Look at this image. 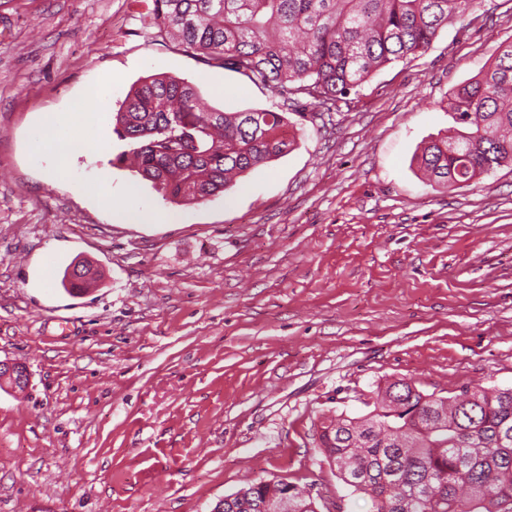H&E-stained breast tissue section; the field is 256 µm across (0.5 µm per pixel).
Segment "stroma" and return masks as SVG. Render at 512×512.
Instances as JSON below:
<instances>
[{"label":"stroma","mask_w":512,"mask_h":512,"mask_svg":"<svg viewBox=\"0 0 512 512\" xmlns=\"http://www.w3.org/2000/svg\"><path fill=\"white\" fill-rule=\"evenodd\" d=\"M508 41L512 0H478L324 121L155 38L130 0H0V360L29 372L0 387V512H214L261 478L369 512L319 452L324 416L366 414L388 380L512 387V166L449 191L415 160ZM151 74L286 113L293 149L208 201L166 198L111 163L112 114ZM105 80L58 171L41 120ZM75 261L98 274L80 297L60 284Z\"/></svg>","instance_id":"1"}]
</instances>
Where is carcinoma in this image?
<instances>
[{"mask_svg":"<svg viewBox=\"0 0 512 512\" xmlns=\"http://www.w3.org/2000/svg\"><path fill=\"white\" fill-rule=\"evenodd\" d=\"M476 0H154L147 29L175 38L207 65L235 72L279 95L331 110L381 67L424 53L439 32L463 20ZM451 136L416 156L427 178L452 190L512 165V42L448 98ZM128 142L112 164L133 157L134 173L168 198L206 201L232 179L285 155L284 112L208 109L198 88L155 74L133 85L112 115ZM87 264L61 284L73 296ZM320 452L339 479L368 497L370 512H512V388L464 390L444 404L409 383H390L373 410L334 417ZM224 512H318L314 498L257 480Z\"/></svg>","mask_w":512,"mask_h":512,"instance_id":"obj_1","label":"carcinoma"}]
</instances>
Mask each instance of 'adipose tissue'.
I'll return each instance as SVG.
<instances>
[{
  "label": "adipose tissue",
  "mask_w": 512,
  "mask_h": 512,
  "mask_svg": "<svg viewBox=\"0 0 512 512\" xmlns=\"http://www.w3.org/2000/svg\"><path fill=\"white\" fill-rule=\"evenodd\" d=\"M103 99L104 92L98 89L77 101L73 108L44 118L35 139L37 151L51 155L58 169H65L68 159L81 147L79 140L71 136V128L92 122Z\"/></svg>",
  "instance_id": "obj_1"
}]
</instances>
